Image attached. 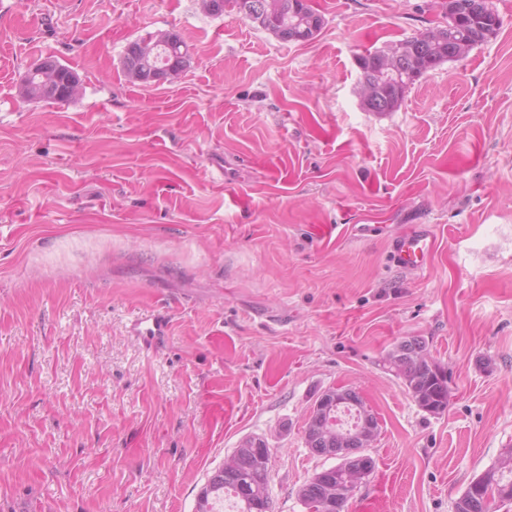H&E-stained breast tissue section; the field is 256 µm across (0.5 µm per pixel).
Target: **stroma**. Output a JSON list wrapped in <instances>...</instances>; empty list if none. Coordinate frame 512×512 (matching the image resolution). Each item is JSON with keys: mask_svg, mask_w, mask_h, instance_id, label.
Returning a JSON list of instances; mask_svg holds the SVG:
<instances>
[{"mask_svg": "<svg viewBox=\"0 0 512 512\" xmlns=\"http://www.w3.org/2000/svg\"><path fill=\"white\" fill-rule=\"evenodd\" d=\"M312 3L320 34L284 43L200 0H0V512H195L248 437L273 452L275 512H306L330 462L304 428L331 388L378 416L361 490L397 471L394 512H455L512 448V0L384 115L356 58L440 0ZM163 30L189 64L131 83L125 46ZM48 55L77 100L20 96ZM420 224L428 264L391 266ZM161 304L149 348L131 326ZM414 336L448 376L438 415L385 362Z\"/></svg>", "mask_w": 512, "mask_h": 512, "instance_id": "35a3bbf8", "label": "stroma"}]
</instances>
